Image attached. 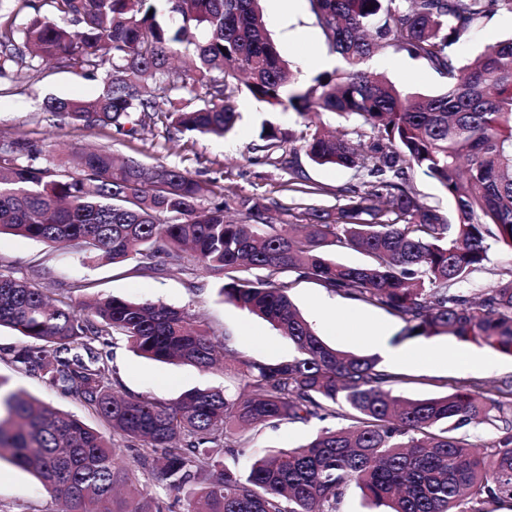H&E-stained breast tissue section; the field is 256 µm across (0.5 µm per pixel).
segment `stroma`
I'll use <instances>...</instances> for the list:
<instances>
[{
  "label": "stroma",
  "mask_w": 512,
  "mask_h": 512,
  "mask_svg": "<svg viewBox=\"0 0 512 512\" xmlns=\"http://www.w3.org/2000/svg\"><path fill=\"white\" fill-rule=\"evenodd\" d=\"M264 18L272 39L288 61L299 82L307 84L321 72L333 69L336 56L331 53L311 11L309 0H284L281 11H274L271 0H261ZM512 37V16L499 13L485 20L472 40L457 53L467 60L486 45ZM374 71L385 73L399 88L424 95H436L446 89V80L425 64L403 53L375 56ZM102 82L85 77L82 70L42 65L34 81L0 94V135L40 140L44 143L45 163H61L66 155L85 146H106L115 155L146 164H164L190 170L192 175L215 191L264 198L276 226L295 223L296 193L289 183L299 180L324 187L312 196L311 204L335 211L339 201L333 188L357 182L355 170L333 165H317L305 151H297L293 168L268 162L259 151V132L270 122L282 130L300 132V119L291 110L275 109L247 92L236 99L239 117L234 129L223 137L194 133L171 135L163 124L130 136L112 128L88 129L62 117L42 112L47 97L93 99L102 94ZM0 266L16 277L33 281L46 294L76 284L91 283L90 292H77L74 302L86 295L118 296L160 302L188 308L203 316L216 340H224L238 355L274 361L288 357L294 346L269 323L228 301L219 293V276L196 269L147 273L129 262L120 267L101 259L90 250H80L22 237H0ZM288 294L316 333L330 346L356 354H369L365 330L376 323L389 325L394 340L415 348L428 344L443 346L440 359L432 363L411 360L394 367L400 381L397 394L406 398H424L453 388L477 383L494 391L512 381V356L485 345L465 342L448 335L432 339L412 338L405 322L386 310L362 301L351 300L324 288L319 282L290 281ZM23 342L18 332L0 328V377L8 388L23 389L39 401L81 418L87 425L111 435V428L78 401L49 389L37 378L19 372L11 364L8 352ZM104 355L114 367L125 394L150 395L176 400L194 387L240 390L233 369L202 371L191 365L164 364L135 355L122 340L109 341ZM484 358L478 366L463 361V354ZM343 416L306 423L284 422L262 427L248 434V443L225 466L245 470L254 457L282 448L306 443L323 428L344 425ZM60 506L29 473L8 462L0 463V512H59Z\"/></svg>",
  "instance_id": "obj_1"
}]
</instances>
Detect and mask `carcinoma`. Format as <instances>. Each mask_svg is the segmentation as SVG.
<instances>
[{
    "label": "carcinoma",
    "instance_id": "1",
    "mask_svg": "<svg viewBox=\"0 0 512 512\" xmlns=\"http://www.w3.org/2000/svg\"><path fill=\"white\" fill-rule=\"evenodd\" d=\"M18 28L0 22V79L28 78L44 62L78 65L105 85L93 99L48 97L43 111L86 128L130 135L159 122L178 133L223 136L247 91L303 120L302 148L318 165L356 170L336 189L334 220L307 204L285 232L258 197L214 195L164 164L119 162L107 149L76 153L70 169L41 162L43 144L0 139V235L74 242L143 272L193 265L221 276L225 299L293 343L279 361L239 359L243 393L194 388L176 401L117 396L98 346L118 335L137 355L202 371L226 357L205 319L185 308L122 297L80 307L51 299L0 268V327L25 340L15 367L94 412L126 441L134 466L165 484L120 473L114 443L75 415L0 391V460L34 475L66 512H337L355 482L386 512H498L512 503V384H478L424 399L393 393L398 377L378 359L325 343L290 301L288 281L314 280L397 315L409 335L448 334L512 355V270L488 289L464 288L488 260L489 240L512 248V38L460 64L456 46L512 0H309L337 65L297 85L270 37L259 0H23ZM380 52L405 53L447 78L437 95L403 93L368 70ZM201 101L190 106L182 92ZM354 117L357 144L315 122ZM261 150L287 163L289 138L270 126ZM440 184L454 219L420 201L411 174ZM364 253L349 266L328 246ZM243 269L265 275L241 278ZM346 409V427L256 459L224 465L244 447L237 433L282 422L324 421ZM497 422L483 454L459 431Z\"/></svg>",
    "mask_w": 512,
    "mask_h": 512
}]
</instances>
